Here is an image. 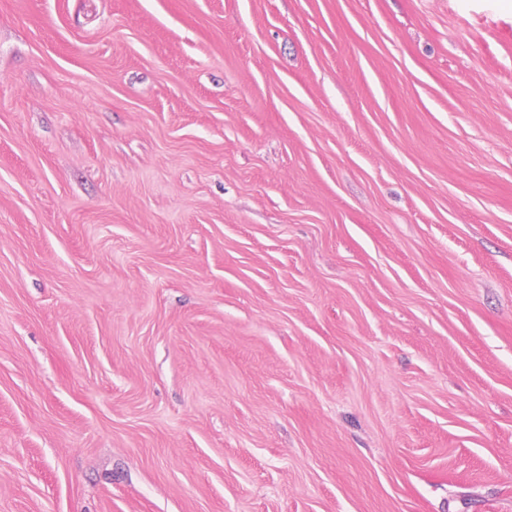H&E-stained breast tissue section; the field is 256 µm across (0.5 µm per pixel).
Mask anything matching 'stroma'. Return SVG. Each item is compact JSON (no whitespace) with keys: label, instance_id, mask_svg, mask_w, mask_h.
Returning <instances> with one entry per match:
<instances>
[{"label":"stroma","instance_id":"obj_1","mask_svg":"<svg viewBox=\"0 0 512 512\" xmlns=\"http://www.w3.org/2000/svg\"><path fill=\"white\" fill-rule=\"evenodd\" d=\"M0 512H512V0H0Z\"/></svg>","mask_w":512,"mask_h":512}]
</instances>
